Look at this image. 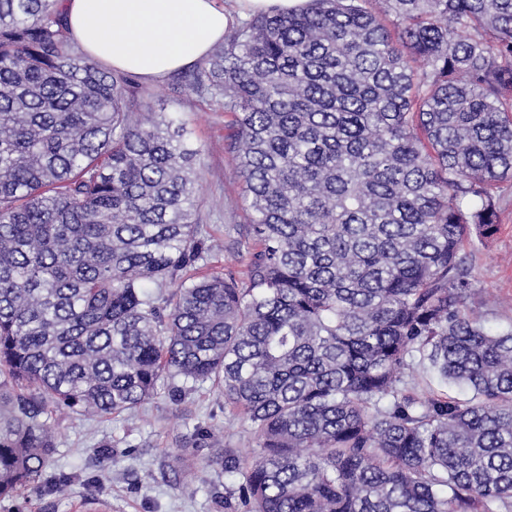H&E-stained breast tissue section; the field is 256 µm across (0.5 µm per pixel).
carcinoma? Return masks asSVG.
<instances>
[{
  "instance_id": "cac0c4a2",
  "label": "carcinoma",
  "mask_w": 512,
  "mask_h": 512,
  "mask_svg": "<svg viewBox=\"0 0 512 512\" xmlns=\"http://www.w3.org/2000/svg\"><path fill=\"white\" fill-rule=\"evenodd\" d=\"M383 2L258 14L193 73L234 115L240 281L184 277L215 248L185 128L58 0H0V498L41 487L55 413L179 378L258 440L209 460L247 512H512V329L463 253L512 180V0Z\"/></svg>"
}]
</instances>
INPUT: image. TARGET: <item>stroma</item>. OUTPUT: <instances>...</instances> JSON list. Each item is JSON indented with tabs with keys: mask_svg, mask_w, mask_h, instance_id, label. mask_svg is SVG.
I'll return each instance as SVG.
<instances>
[{
	"mask_svg": "<svg viewBox=\"0 0 512 512\" xmlns=\"http://www.w3.org/2000/svg\"><path fill=\"white\" fill-rule=\"evenodd\" d=\"M179 80L175 74L141 82L138 101L183 124L190 145L199 150L198 222L224 245L203 270L239 278L250 213L226 146L232 116L221 102L176 91ZM464 251L476 288L472 313L493 328L512 326V182L502 196L495 232L469 239ZM175 387L166 382L133 416L84 421L60 416L47 484L1 498L0 512H82V504L90 502L109 503L112 512H225L224 499L235 493L237 480L208 467L213 448H188L184 440L199 425L219 433L223 447L244 454L256 442L248 423L225 411L223 396L210 383L196 385L178 401L172 397Z\"/></svg>",
	"mask_w": 512,
	"mask_h": 512,
	"instance_id": "obj_1",
	"label": "stroma"
}]
</instances>
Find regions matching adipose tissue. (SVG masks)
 Instances as JSON below:
<instances>
[{
	"label": "adipose tissue",
	"instance_id": "1",
	"mask_svg": "<svg viewBox=\"0 0 512 512\" xmlns=\"http://www.w3.org/2000/svg\"><path fill=\"white\" fill-rule=\"evenodd\" d=\"M307 0H63L73 37L108 67L155 81L199 62L221 42L234 15L270 6L295 9Z\"/></svg>",
	"mask_w": 512,
	"mask_h": 512
}]
</instances>
